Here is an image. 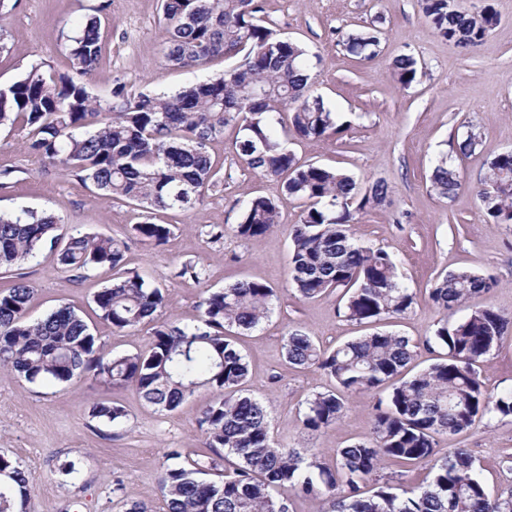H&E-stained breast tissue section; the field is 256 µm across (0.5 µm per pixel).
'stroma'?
I'll list each match as a JSON object with an SVG mask.
<instances>
[{"instance_id": "obj_1", "label": "stroma", "mask_w": 512, "mask_h": 512, "mask_svg": "<svg viewBox=\"0 0 512 512\" xmlns=\"http://www.w3.org/2000/svg\"><path fill=\"white\" fill-rule=\"evenodd\" d=\"M161 0H0V86L20 79L32 65L55 72L68 68L70 37L90 16L103 23L102 55L89 86L107 97L114 80L139 91L174 90L222 73L223 60L187 71L161 65L164 34L158 23ZM462 9L489 8L495 17L482 41L463 51L442 38L424 15L420 0H265L264 19L312 56L320 96L343 133L327 140H295L289 147L304 164L316 163L353 174L360 186L381 179L388 202L357 213L354 232L361 244L393 255L416 302L402 319L383 321L384 329L409 337L416 368L443 357L429 341L441 311L428 293L439 276L470 268L493 276L489 293L461 305L459 315L491 306L512 318V224L488 223L474 189L488 172L490 159L512 150V0H458ZM377 27L381 43L369 60L346 52L342 37ZM413 55L418 73L403 86L392 64ZM482 134L475 152H453L466 126ZM238 126L211 142L209 152L222 166L224 186L207 192L187 211H160L159 224L173 233L161 246L132 236V225L145 215L125 203L94 197L91 189L59 167L43 162L25 148V133L0 129V171L11 170L0 185V214L50 213L67 230L123 240L129 268L157 279L168 295L161 320L191 324L201 314L206 289L248 278L272 286L274 309L256 329L240 335L237 347L249 362L244 392L268 407L276 445L307 448L326 457L336 449L368 440L374 396L352 393L335 425L317 434L302 425L306 402L317 392L334 389L322 370L296 369L284 358L288 331L299 329L324 348L363 335L347 321L336 295L305 299L289 284L290 232L300 220L303 201L288 196L280 182L260 177L235 155ZM451 153L462 186L452 199L436 195L428 176L435 156ZM272 198L279 211L273 231L244 240L235 233L243 200ZM201 264L195 281L183 276L187 264ZM34 290L27 318H43L58 306L73 307L89 323L106 356L148 351L151 325L114 331L94 310V295L104 286L95 272L76 278L61 270L54 253L43 252L24 267ZM489 393L512 390V330L480 366ZM203 390L172 412L147 406L135 388L113 390L84 380L70 385L28 383L0 371V453L22 462L31 485L30 512H124L127 504H144L148 512H165L161 475L171 449L193 459L203 450L198 418L212 401ZM124 407L126 423L92 418L99 401ZM436 450L469 449L491 494L512 493V472L502 470L503 452H512V417H485L467 431L437 436ZM74 463L77 472L62 467Z\"/></svg>"}]
</instances>
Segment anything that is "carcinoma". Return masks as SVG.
I'll return each mask as SVG.
<instances>
[{
    "label": "carcinoma",
    "instance_id": "1",
    "mask_svg": "<svg viewBox=\"0 0 512 512\" xmlns=\"http://www.w3.org/2000/svg\"><path fill=\"white\" fill-rule=\"evenodd\" d=\"M421 5L438 34L464 50L477 46L494 22L486 7L469 13L450 0H421ZM162 8V65L197 69L216 57L236 65L169 92H138L117 80L104 102L88 89L101 55L100 21L89 17L70 39L67 71L48 72L36 64L0 89V126L27 129L31 153L92 185L102 198L150 213L189 209L223 184L208 145L236 123L237 157L308 203L290 234L289 278L300 296L336 292L347 320L358 324L409 313L416 294L402 282L392 255L358 244L352 233L355 213L387 203V184L376 180L363 189L340 169L301 164L288 141L280 139L290 131L306 139L342 133L343 125L312 94L307 49L264 24L261 0H162ZM380 43L374 27L342 39L347 53L363 60L372 58ZM393 71L408 86L416 79L417 60L402 54ZM282 108L289 109V125L280 130ZM481 145V133L470 127L458 150L468 154ZM429 181L443 198L461 187L445 154L436 159ZM478 197L491 223L512 224V151L490 160ZM278 223L274 200L255 196L246 202L235 232L251 239ZM131 230L156 246L172 233L170 225L148 220ZM46 246L57 251L65 272L107 275L93 302L100 319L115 330L151 323L167 304L163 288L125 268L124 242L68 232L50 214L0 215V272L13 277L10 287L0 289L1 369L44 385L82 379L113 389L131 385L159 412L176 410L201 389L215 394L199 426L203 446L224 449L227 467L219 471L213 463L207 469L195 460L167 466L161 478L166 512H278L281 488L319 501L322 512H512V494L490 496L467 449L453 448L438 458L434 439L467 430L478 418L512 416V391L488 393L475 369L512 320L490 306L448 320L459 304L490 292L493 278L463 268L435 282L429 298L445 317L431 340L448 350V358L409 377L413 351L406 336L375 331L326 350L301 330L288 332V363L314 365L338 388L308 399L305 430L315 433L336 424L346 393H386L374 407L372 439L338 449L330 466L317 452L276 446L266 406L241 393L249 369L233 335L255 329L271 313L276 294L267 283L241 280L211 291L198 323L162 322L153 329L148 351L107 359L87 322L67 305L27 320L33 289L20 269ZM91 415L115 424L126 417L113 402L95 404ZM389 460L429 463V479L416 489L385 479L372 493L364 491ZM29 499L27 469L0 454V512H29Z\"/></svg>",
    "mask_w": 512,
    "mask_h": 512
}]
</instances>
